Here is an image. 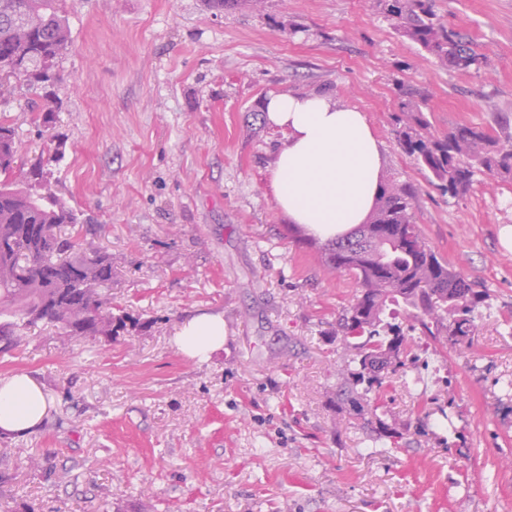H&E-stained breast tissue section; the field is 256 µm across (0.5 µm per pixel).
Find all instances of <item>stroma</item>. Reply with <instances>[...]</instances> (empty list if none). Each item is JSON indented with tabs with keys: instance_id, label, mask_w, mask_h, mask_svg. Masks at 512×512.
I'll use <instances>...</instances> for the list:
<instances>
[{
	"instance_id": "stroma-1",
	"label": "stroma",
	"mask_w": 512,
	"mask_h": 512,
	"mask_svg": "<svg viewBox=\"0 0 512 512\" xmlns=\"http://www.w3.org/2000/svg\"><path fill=\"white\" fill-rule=\"evenodd\" d=\"M73 47L59 59L53 126L30 95L0 88L25 163L89 217L65 226L112 257L115 309L141 328L76 339L37 324L0 353L51 402L43 422L0 437V512H512V183L475 176L442 195L397 144L399 87L423 92L431 132H512V0H437L489 60L441 67L377 0H269L216 14L204 0H65ZM291 23L299 31L280 29ZM329 95L365 112L385 170L418 187L414 218L449 269L488 297L470 348L416 340L382 396L402 438L383 452L336 410L341 350L330 332L355 297L320 241L292 231L270 188L285 141L269 95ZM224 318L205 362L174 338ZM37 467H29V459Z\"/></svg>"
}]
</instances>
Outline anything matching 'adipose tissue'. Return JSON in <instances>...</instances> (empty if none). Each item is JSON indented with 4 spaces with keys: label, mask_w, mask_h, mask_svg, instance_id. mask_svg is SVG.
I'll return each mask as SVG.
<instances>
[{
    "label": "adipose tissue",
    "mask_w": 512,
    "mask_h": 512,
    "mask_svg": "<svg viewBox=\"0 0 512 512\" xmlns=\"http://www.w3.org/2000/svg\"><path fill=\"white\" fill-rule=\"evenodd\" d=\"M267 122L286 142L271 170L276 205L290 223L320 240L368 221L384 173L380 140L364 112L322 95H274L264 105ZM187 358L204 362L224 346V318L201 314L175 337ZM49 410L41 385L26 374L0 380V434L22 436Z\"/></svg>",
    "instance_id": "1"
}]
</instances>
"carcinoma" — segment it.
Wrapping results in <instances>:
<instances>
[{
    "instance_id": "1",
    "label": "carcinoma",
    "mask_w": 512,
    "mask_h": 512,
    "mask_svg": "<svg viewBox=\"0 0 512 512\" xmlns=\"http://www.w3.org/2000/svg\"><path fill=\"white\" fill-rule=\"evenodd\" d=\"M64 0H0V75L42 91L44 121L59 97L55 65L72 47L62 14ZM217 12H262L267 0H205ZM382 13L407 38L445 68L480 71L487 56L459 30L448 27L435 0H378ZM401 116L393 133L431 185L443 195L466 193L476 174L512 181V134L495 137L479 127L459 125L439 136L429 131L425 97L400 87ZM15 131L0 119V352L19 342V331L39 322L77 338L112 337L131 318L112 312V258L84 252L62 236L65 224H80L79 213L47 185L43 163L20 173ZM417 188L384 176L368 223L323 245L327 268L351 272L359 291L336 319L343 361L338 369L337 404L353 406L364 424L397 445L401 435L382 415L374 395L389 375L405 366L412 337L395 322L397 312L439 345H468L475 334V309L484 290L448 269L428 245L413 218Z\"/></svg>"
}]
</instances>
